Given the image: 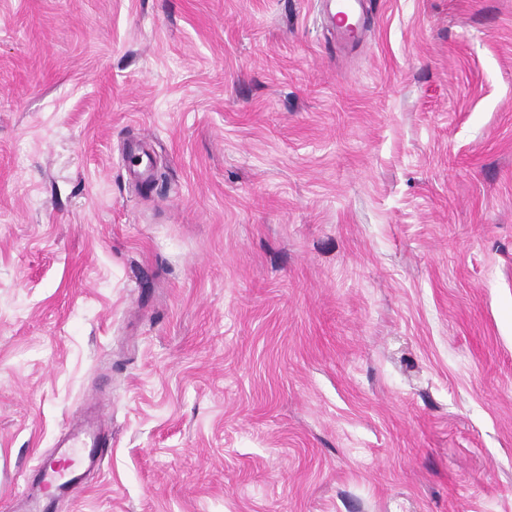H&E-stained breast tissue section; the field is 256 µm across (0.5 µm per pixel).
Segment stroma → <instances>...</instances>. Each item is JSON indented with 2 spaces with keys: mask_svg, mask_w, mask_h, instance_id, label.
Segmentation results:
<instances>
[{
  "mask_svg": "<svg viewBox=\"0 0 512 512\" xmlns=\"http://www.w3.org/2000/svg\"><path fill=\"white\" fill-rule=\"evenodd\" d=\"M372 2L0 0V512H512V0ZM69 444L57 456L41 458L36 465L39 490L28 494L23 512H44L48 500L56 492L75 493L81 490L85 476L98 467L107 455L111 441L101 440L98 430L87 424L82 415L70 424ZM75 448H81L76 451Z\"/></svg>",
  "mask_w": 512,
  "mask_h": 512,
  "instance_id": "35a3bbf8",
  "label": "stroma"
}]
</instances>
